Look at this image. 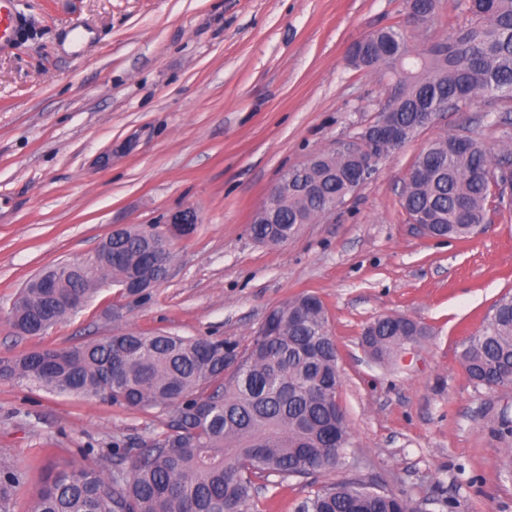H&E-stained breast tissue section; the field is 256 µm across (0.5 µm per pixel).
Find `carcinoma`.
Listing matches in <instances>:
<instances>
[{"instance_id":"1","label":"carcinoma","mask_w":512,"mask_h":512,"mask_svg":"<svg viewBox=\"0 0 512 512\" xmlns=\"http://www.w3.org/2000/svg\"><path fill=\"white\" fill-rule=\"evenodd\" d=\"M467 22L431 47L411 44L386 27L368 35L374 65L354 61L398 82L395 111L411 129L418 116L448 103L512 93V0H471ZM464 149L455 134H440L408 171L402 205L409 218L424 214L430 234L464 239L485 221L503 193L477 177L501 160L480 138ZM356 161L331 150L309 170L284 174L276 214L254 219L253 239L278 245L300 224L331 213L347 195ZM146 226L130 225L94 263L49 267L31 278L11 309L14 329L36 335L78 311L105 280L138 277L163 282L147 258ZM249 343L140 331L117 332L69 350L43 349L0 361V377L60 393L88 395L136 409L167 413L165 431L126 465L112 451V472L92 448L81 463L47 472L27 512H249L258 486H277L336 468L351 444L336 411L338 355L322 301L303 294L267 315ZM363 334L374 359L391 357L425 335L418 322L384 316ZM469 378L484 386L512 383V296L491 307L482 328L464 344ZM22 472L0 467V512H13L12 489ZM298 512H426L403 494L341 480L311 492Z\"/></svg>"}]
</instances>
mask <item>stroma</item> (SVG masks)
Listing matches in <instances>:
<instances>
[{
	"mask_svg": "<svg viewBox=\"0 0 512 512\" xmlns=\"http://www.w3.org/2000/svg\"><path fill=\"white\" fill-rule=\"evenodd\" d=\"M25 35L0 47V359L67 350L126 330L247 343L266 314L301 293L323 302L338 349L337 399L352 445L313 481L255 491L250 512H297L311 485L356 479L453 512H512V386L469 380L462 346L512 293V210L471 238L412 224L401 189L438 134L476 130L496 146L512 98H482L433 123L343 208L279 245L248 226L286 170L372 122L385 83L348 62L352 45L407 25V0H16ZM111 153L109 164L100 156ZM193 209L167 279L142 298L105 288L37 335L12 304L42 268L92 256L118 225ZM428 329L385 362L360 339L375 319ZM167 416L98 397L0 379V463L24 472L27 512L47 468L77 449L162 433Z\"/></svg>",
	"mask_w": 512,
	"mask_h": 512,
	"instance_id": "35a3bbf8",
	"label": "stroma"
}]
</instances>
